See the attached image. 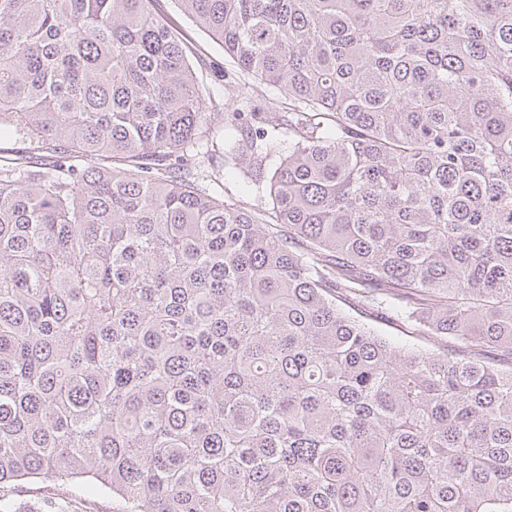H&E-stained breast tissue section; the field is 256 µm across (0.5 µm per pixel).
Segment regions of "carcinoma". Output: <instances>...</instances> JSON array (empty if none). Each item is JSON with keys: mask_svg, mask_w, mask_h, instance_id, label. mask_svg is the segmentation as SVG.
Listing matches in <instances>:
<instances>
[{"mask_svg": "<svg viewBox=\"0 0 512 512\" xmlns=\"http://www.w3.org/2000/svg\"><path fill=\"white\" fill-rule=\"evenodd\" d=\"M155 2L0 0V136L50 158L0 159V487L512 512V0H179L290 102L224 124L259 212ZM221 162L222 160L219 157L216 158L214 156L213 160L210 159L209 162L205 160V163H202L203 167L201 170H204L205 174L212 175V179L215 177L218 178V183L224 184V200L228 201L229 203H235L249 209H263L265 202L264 193L261 191L259 193L257 192L252 194L240 193V184L238 182L233 180L224 181V167L221 165ZM363 316L370 321L376 322L375 325L382 330L384 333L392 335L394 340L400 344H414L425 346L426 341L421 337L417 336H405L401 330H403L402 323L392 313L387 311H377L368 308H362Z\"/></svg>", "mask_w": 512, "mask_h": 512, "instance_id": "obj_1", "label": "carcinoma"}]
</instances>
